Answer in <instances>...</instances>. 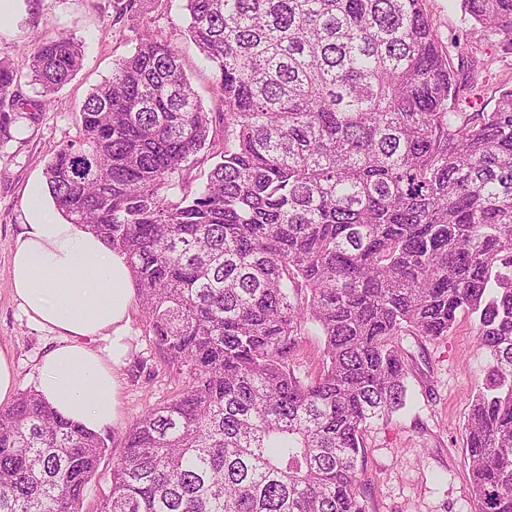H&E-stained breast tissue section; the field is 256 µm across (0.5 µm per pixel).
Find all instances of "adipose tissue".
Returning <instances> with one entry per match:
<instances>
[{
    "label": "adipose tissue",
    "mask_w": 512,
    "mask_h": 512,
    "mask_svg": "<svg viewBox=\"0 0 512 512\" xmlns=\"http://www.w3.org/2000/svg\"><path fill=\"white\" fill-rule=\"evenodd\" d=\"M42 193L38 185L30 191L10 288L27 317L58 337L42 359L39 393L96 432L118 417L116 370L129 353L136 289L125 257L44 207Z\"/></svg>",
    "instance_id": "1"
}]
</instances>
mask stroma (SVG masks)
I'll list each match as a JSON object with an SVG mask.
<instances>
[{
  "mask_svg": "<svg viewBox=\"0 0 512 512\" xmlns=\"http://www.w3.org/2000/svg\"><path fill=\"white\" fill-rule=\"evenodd\" d=\"M424 4L454 68L463 75L475 72L484 105L493 107L499 90L512 88V45L489 39L465 19L460 0ZM146 8L148 17L137 28L132 18L116 19L113 0H14L12 13L0 21V60L19 73L23 97L35 95L26 79V48L35 39L65 32L84 49L82 68L52 94L45 111L0 129V348L11 353L22 390L35 388L40 361L57 338L31 322L12 297V247L20 224L27 221L30 186L44 180L45 164L54 153L79 136V109L88 93L111 75L115 61L132 50L145 30L181 50L184 72L204 106L211 110L217 104L213 71L186 41L187 12L181 0H148ZM402 345L406 405L389 418L372 421L364 433L366 510L475 512L465 426L487 357L477 344L473 323L463 315L446 337L429 342L407 336ZM116 375L119 417L101 432L109 449L86 488L83 512H100L112 461L121 453L129 428L146 409L171 399L185 385L155 346L141 307L132 310L130 352Z\"/></svg>",
  "mask_w": 512,
  "mask_h": 512,
  "instance_id": "1",
  "label": "stroma"
}]
</instances>
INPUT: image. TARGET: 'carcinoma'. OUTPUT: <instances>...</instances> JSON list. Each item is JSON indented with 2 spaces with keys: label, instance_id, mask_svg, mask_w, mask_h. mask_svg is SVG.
Returning a JSON list of instances; mask_svg holds the SVG:
<instances>
[{
  "label": "carcinoma",
  "instance_id": "cac0c4a2",
  "mask_svg": "<svg viewBox=\"0 0 512 512\" xmlns=\"http://www.w3.org/2000/svg\"><path fill=\"white\" fill-rule=\"evenodd\" d=\"M512 42V0H461ZM204 108L149 34L47 162L59 213L125 256L188 384L148 408L100 512H365L366 427L406 405L401 341L472 318L487 366L465 427L475 512H512V89L468 112L423 0H185ZM0 62V127L81 68L73 37ZM195 187L183 171L206 148ZM322 370L296 373L307 324ZM105 438L37 391L0 407V512H82Z\"/></svg>",
  "mask_w": 512,
  "mask_h": 512
}]
</instances>
